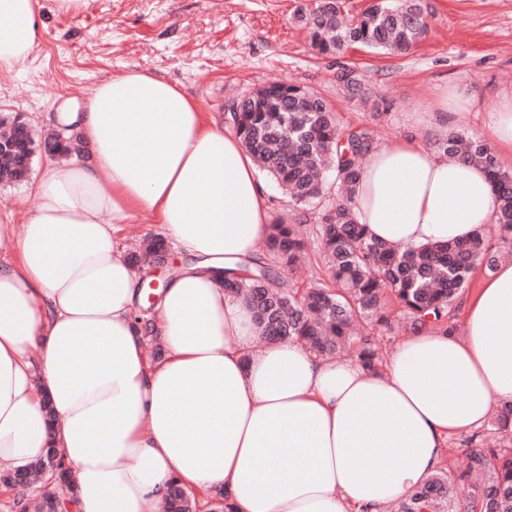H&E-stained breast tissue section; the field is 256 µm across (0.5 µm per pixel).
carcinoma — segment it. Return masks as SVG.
<instances>
[{"label": "carcinoma", "mask_w": 512, "mask_h": 512, "mask_svg": "<svg viewBox=\"0 0 512 512\" xmlns=\"http://www.w3.org/2000/svg\"><path fill=\"white\" fill-rule=\"evenodd\" d=\"M307 30L319 55L333 56L358 45L404 54L426 36L429 23L420 0H377L354 21L340 18L339 0H319L315 8L294 15ZM242 111L229 123L253 156L258 168L279 182L296 207L311 212L312 226L270 225L265 258L253 260L240 276L224 271V288L253 311L265 342L296 340L322 357L355 345L358 361L375 369L381 361L375 335L391 327L390 304L398 305L407 330L454 332L449 308L464 291L475 266L492 269L496 257L478 229L463 240L400 247L371 238L357 222L352 206L363 159L374 149L364 128L340 126L330 105L315 92L272 83L238 99ZM11 144L0 149V184L21 185L31 174L27 154L63 156L68 149L55 136L39 139L19 116L1 115ZM436 151L450 160L481 166L496 194L495 224L502 242L512 246V170L503 168L480 137L450 131L435 141ZM335 175L331 192L325 174ZM317 241L326 268L325 279L294 288L285 272L293 268L304 238ZM165 251L156 237L130 253L134 264L153 260ZM493 430L512 434V402L498 405L490 417ZM468 465L461 471L439 470L414 488L400 503L401 512H512V448H490L472 438ZM54 448L26 470H0V482L16 487L18 512H47L65 489L75 496L76 484L56 463ZM165 512H193L195 505L172 482Z\"/></svg>", "instance_id": "carcinoma-1"}]
</instances>
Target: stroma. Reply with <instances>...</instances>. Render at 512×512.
Listing matches in <instances>:
<instances>
[{"label":"stroma","instance_id":"35a3bbf8","mask_svg":"<svg viewBox=\"0 0 512 512\" xmlns=\"http://www.w3.org/2000/svg\"><path fill=\"white\" fill-rule=\"evenodd\" d=\"M41 35L22 71H0V113L17 112L49 130L60 99L82 101L127 68L183 86L203 111L226 116L241 94L273 81L312 89L346 128L364 127L376 144L407 135L432 147L445 118H431L438 90L455 85L470 117L457 131L483 135L502 96L512 94V0H423L430 28L404 56L364 48L315 56L294 13L315 0H87L77 14L40 0ZM351 70L364 97L348 95ZM39 200L27 186L0 188V224L20 234Z\"/></svg>","mask_w":512,"mask_h":512}]
</instances>
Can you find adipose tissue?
<instances>
[{
	"label": "adipose tissue",
	"instance_id": "obj_1",
	"mask_svg": "<svg viewBox=\"0 0 512 512\" xmlns=\"http://www.w3.org/2000/svg\"><path fill=\"white\" fill-rule=\"evenodd\" d=\"M39 0H0V70L22 68ZM82 150L49 161L0 267V462L55 448L73 512H161L179 482L232 512H381L438 468L449 439L512 402V263L465 303L466 335L426 330L373 372L288 340L256 350L252 311L221 270L263 256L269 213L241 139L183 88L131 68L52 116ZM356 217L419 247L492 223L481 167L398 137L365 159ZM154 217L186 263L163 288L150 358L135 317L145 266L115 234Z\"/></svg>",
	"mask_w": 512,
	"mask_h": 512
}]
</instances>
